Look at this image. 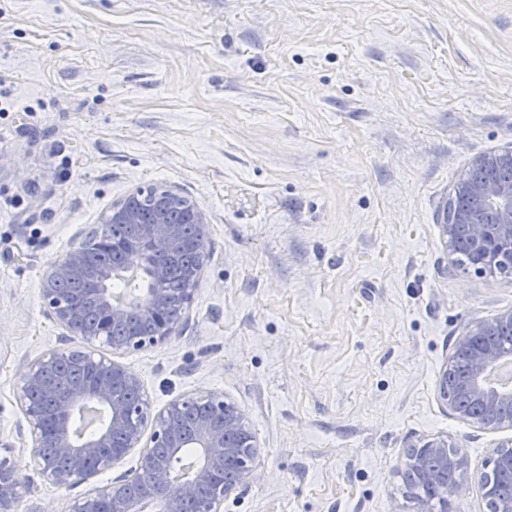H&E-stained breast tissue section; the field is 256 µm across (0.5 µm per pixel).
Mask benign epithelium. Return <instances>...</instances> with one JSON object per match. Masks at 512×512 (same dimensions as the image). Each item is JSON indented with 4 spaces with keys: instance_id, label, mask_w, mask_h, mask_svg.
<instances>
[{
    "instance_id": "benign-epithelium-1",
    "label": "benign epithelium",
    "mask_w": 512,
    "mask_h": 512,
    "mask_svg": "<svg viewBox=\"0 0 512 512\" xmlns=\"http://www.w3.org/2000/svg\"><path fill=\"white\" fill-rule=\"evenodd\" d=\"M512 166V147L473 159L471 170L495 171ZM472 206L453 211L452 223L441 225L444 246L452 249L457 224L469 227L474 255L487 260L503 244H512V180H476L467 175L453 191ZM180 210L196 226L195 249L200 262L183 270L190 287L183 289L176 313L169 310L165 288L177 259L182 226L169 222ZM104 224H138L140 238L130 265L145 272L149 287L130 305L110 291L112 262L98 264L88 247L66 251L43 271L42 297L47 315L77 339L82 349L54 348L28 367L18 387L17 400L27 424L24 448L38 466L41 478L54 486L71 488L121 463L134 449L139 464L124 476L76 499L69 512H143L153 502L158 512H223L224 500L259 477V440L246 415L234 402L218 395L179 398L155 409L140 378L123 363L108 356L166 343L186 320L194 286L209 259L206 214L179 188L161 185L151 194L136 188L112 202L99 219ZM140 313L154 320L147 336L136 332L115 338L110 327ZM512 326V312L469 327L456 341L454 353L469 351L472 367L465 394L481 403L493 417L486 422L458 408L448 399V369L440 371V397L459 418L480 427L512 429V389L507 392L485 383L487 372L503 353L476 344L480 327ZM151 433H146V430ZM12 441L0 437V512H15L26 488L11 453ZM427 456L442 467L453 463L460 473L456 495L469 490L467 460H448V437L437 436L411 445L399 470L413 471L420 482L436 476L423 467ZM407 497L417 512H448V506L419 496L408 485Z\"/></svg>"
}]
</instances>
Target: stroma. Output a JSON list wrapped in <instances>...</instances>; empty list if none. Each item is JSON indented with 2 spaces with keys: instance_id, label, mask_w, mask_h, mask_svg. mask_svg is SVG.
Returning a JSON list of instances; mask_svg holds the SVG:
<instances>
[{
  "instance_id": "obj_1",
  "label": "stroma",
  "mask_w": 512,
  "mask_h": 512,
  "mask_svg": "<svg viewBox=\"0 0 512 512\" xmlns=\"http://www.w3.org/2000/svg\"><path fill=\"white\" fill-rule=\"evenodd\" d=\"M512 146V0H0V435L62 346L45 266L134 188H182L211 257L165 344L118 361L155 408L214 393L258 436L224 512H414L399 461L447 436L479 478L506 430L441 402L457 339L512 311V276L450 266L439 226L472 160ZM16 512L68 489L12 452Z\"/></svg>"
}]
</instances>
